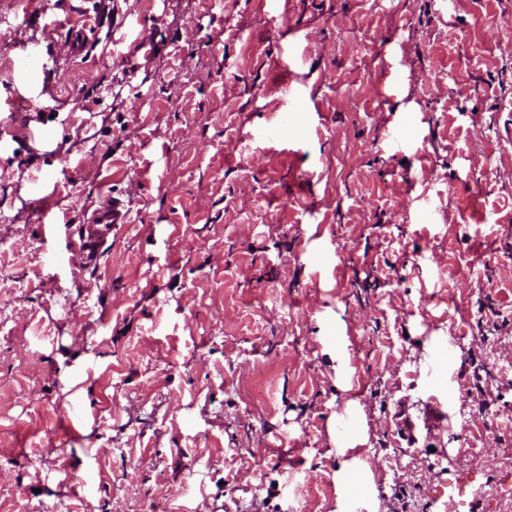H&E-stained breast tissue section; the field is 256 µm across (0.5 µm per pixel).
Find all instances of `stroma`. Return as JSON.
<instances>
[{
    "label": "stroma",
    "mask_w": 512,
    "mask_h": 512,
    "mask_svg": "<svg viewBox=\"0 0 512 512\" xmlns=\"http://www.w3.org/2000/svg\"><path fill=\"white\" fill-rule=\"evenodd\" d=\"M501 315L512 0H0V512H490ZM130 223V211L123 203L112 199L94 210L90 218L83 225L82 232L73 247L89 257L100 238L111 228L112 224Z\"/></svg>",
    "instance_id": "1"
}]
</instances>
